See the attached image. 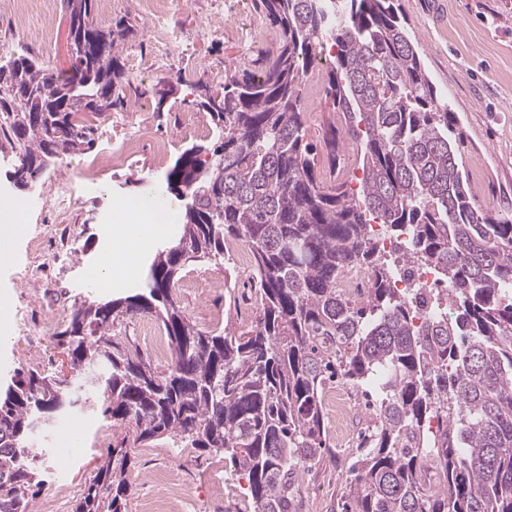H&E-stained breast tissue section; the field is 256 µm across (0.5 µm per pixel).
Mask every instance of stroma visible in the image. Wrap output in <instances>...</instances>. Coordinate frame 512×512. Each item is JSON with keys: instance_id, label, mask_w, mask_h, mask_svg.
<instances>
[{"instance_id": "1", "label": "stroma", "mask_w": 512, "mask_h": 512, "mask_svg": "<svg viewBox=\"0 0 512 512\" xmlns=\"http://www.w3.org/2000/svg\"><path fill=\"white\" fill-rule=\"evenodd\" d=\"M408 23L425 69L436 86L440 104L454 112L450 135L460 142L462 173L476 204L499 214L512 213V0H394ZM98 21L109 24L129 16L137 34L126 44L125 68L134 78L126 91V104L104 113L100 142H118L138 125L148 124L171 141L164 162L147 153L97 172L95 187L76 193V203L61 223L59 236L71 257L42 282L29 281L28 241L54 203L58 185H74L95 159V152L64 157L61 169L38 176L32 189L18 190L6 173L14 164L11 153H0V199H21L24 226L11 245V257L0 262V380L9 381L18 371L59 372L62 352L57 334L72 310L82 302L140 292L149 264L157 251L177 239L181 223L172 221L159 233L150 225L134 226L141 240L133 257L134 271H113L108 287H100L96 271L102 255L119 254L123 246L112 236L122 223L121 202L166 189V174L180 152L192 144L182 132L184 124L210 125L211 119L197 104L199 87L224 73L248 69L259 72L258 48L268 44L274 30L253 0H175L172 24L178 33L171 52L154 54L150 48L152 23L136 9L134 0H115L110 10L95 7ZM220 27L219 37L202 38L201 26ZM30 53L54 72L70 67L69 10L67 0H26V26L14 28L10 0H0V57ZM334 48L324 46L302 98L308 117V136L318 153H325L324 135L343 129V113L330 111L323 92ZM180 73L184 83L177 98L159 103L157 81ZM220 282L219 294L189 287L193 277ZM173 293L186 315L208 303L231 316L241 329L256 321L252 282L226 277L223 263L187 265L178 276ZM125 432L110 426L98 411L72 409L56 415L36 436L48 449L52 467L38 493L35 506L54 501L56 512H73L76 501L95 475L107 445L120 444ZM351 449L329 446L324 454L296 477L299 512H334L349 477ZM169 475L193 487L198 512H241L247 478L236 472L223 456L200 448H176L161 439L134 450L130 480L133 492L126 512H140L147 497L159 495V476ZM230 496L217 498V485Z\"/></svg>"}]
</instances>
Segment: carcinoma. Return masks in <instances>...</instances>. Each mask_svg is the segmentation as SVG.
<instances>
[{
	"instance_id": "1",
	"label": "carcinoma",
	"mask_w": 512,
	"mask_h": 512,
	"mask_svg": "<svg viewBox=\"0 0 512 512\" xmlns=\"http://www.w3.org/2000/svg\"><path fill=\"white\" fill-rule=\"evenodd\" d=\"M276 28L249 70L205 85L199 105L217 138L185 148L167 172L184 202L178 240L154 257L145 289L83 302L58 333L82 383L30 370L0 388V512H34L46 449L34 433L55 413L100 397L101 415L132 445L168 439L224 454L248 479L246 512H297L292 477L326 448L323 392L340 378L367 402L339 512H512V214L478 206L461 174L454 113L439 105L394 0H253ZM70 70L25 54L0 63L20 98L0 97V133L29 179L95 145L78 109L124 106L122 54L135 25L102 26L94 0H67ZM336 46L325 98L347 116L326 139L360 147L358 187L326 186L308 142L303 85L325 39ZM180 76L158 82L163 103ZM403 264L437 287L417 323L410 291L391 287L373 225ZM240 244L259 284L248 331L203 332L172 289L190 262L230 261ZM363 265L362 297L341 283ZM162 325L171 362L158 369L121 339L136 316ZM436 429L428 427L431 418ZM128 448H107L74 512H125Z\"/></svg>"
}]
</instances>
